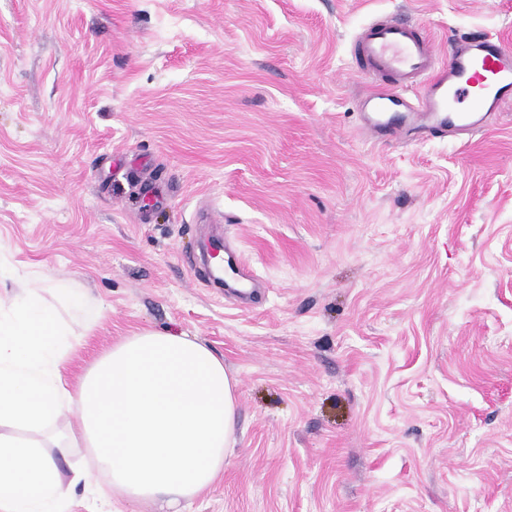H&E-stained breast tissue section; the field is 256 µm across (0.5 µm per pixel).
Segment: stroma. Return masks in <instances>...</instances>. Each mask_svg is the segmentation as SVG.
Returning a JSON list of instances; mask_svg holds the SVG:
<instances>
[{
    "label": "stroma",
    "instance_id": "1",
    "mask_svg": "<svg viewBox=\"0 0 512 512\" xmlns=\"http://www.w3.org/2000/svg\"><path fill=\"white\" fill-rule=\"evenodd\" d=\"M395 11L512 47V0H0V298L86 293L73 378L144 329L223 356L188 512H512V104L373 143L352 47ZM223 228L252 303L189 263Z\"/></svg>",
    "mask_w": 512,
    "mask_h": 512
}]
</instances>
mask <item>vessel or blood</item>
I'll list each match as a JSON object with an SVG mask.
<instances>
[{
	"label": "vessel or blood",
	"mask_w": 512,
	"mask_h": 512,
	"mask_svg": "<svg viewBox=\"0 0 512 512\" xmlns=\"http://www.w3.org/2000/svg\"><path fill=\"white\" fill-rule=\"evenodd\" d=\"M354 57L368 84L360 102L363 127L379 142L400 139L410 125L461 141L512 103V51L486 35L459 39L451 62L440 67L432 41L415 23L387 15L363 27ZM416 87L420 95L409 99ZM211 250L208 279L242 288L251 283L228 238L214 237Z\"/></svg>",
	"instance_id": "vessel-or-blood-1"
}]
</instances>
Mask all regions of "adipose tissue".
<instances>
[{"label":"adipose tissue","mask_w":512,"mask_h":512,"mask_svg":"<svg viewBox=\"0 0 512 512\" xmlns=\"http://www.w3.org/2000/svg\"><path fill=\"white\" fill-rule=\"evenodd\" d=\"M82 292L22 280L0 303V512H65L82 472L59 458L86 448L120 491L185 512L224 468L237 431V380L201 341L145 331L114 345L69 384L63 368L81 336L61 311ZM77 413L78 435L60 430Z\"/></svg>","instance_id":"ef3b65f1"}]
</instances>
